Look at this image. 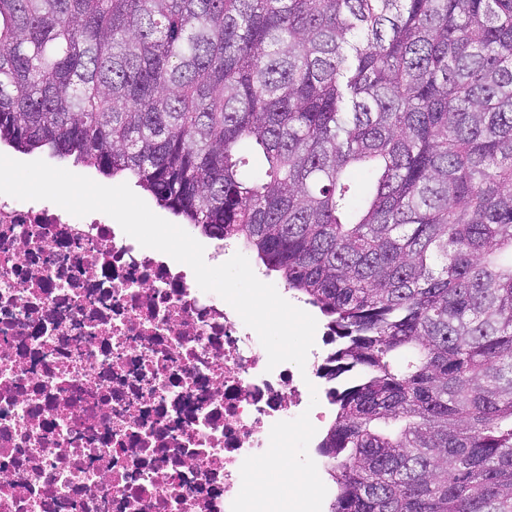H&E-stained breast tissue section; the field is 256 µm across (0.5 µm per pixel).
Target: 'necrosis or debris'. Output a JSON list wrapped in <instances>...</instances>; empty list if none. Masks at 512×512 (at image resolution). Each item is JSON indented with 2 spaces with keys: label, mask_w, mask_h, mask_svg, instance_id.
<instances>
[{
  "label": "necrosis or debris",
  "mask_w": 512,
  "mask_h": 512,
  "mask_svg": "<svg viewBox=\"0 0 512 512\" xmlns=\"http://www.w3.org/2000/svg\"><path fill=\"white\" fill-rule=\"evenodd\" d=\"M102 212L0 197V512H231L297 365Z\"/></svg>",
  "instance_id": "4bbe7bcc"
}]
</instances>
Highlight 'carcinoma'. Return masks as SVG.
I'll return each instance as SVG.
<instances>
[{
  "mask_svg": "<svg viewBox=\"0 0 512 512\" xmlns=\"http://www.w3.org/2000/svg\"><path fill=\"white\" fill-rule=\"evenodd\" d=\"M1 143L319 310L329 512H512V0H0ZM12 158L15 160H18V161H23V162H30V161L42 159L52 166L66 168L73 173H76L79 175H84L89 178L90 177L94 178L98 183H100L102 185L103 184H112V186H114V185L121 184V182H115V181L112 182V180L105 179L102 176L96 174L94 171L86 169L81 165H76L72 162V160L57 161V160L49 159L45 154H37V153L31 154V155L15 153L14 157H12ZM91 174H94L97 178ZM201 244L205 248L204 259H205L206 263L211 265V266H217V265L210 264V256H211V252H212L213 245L215 244V242L212 241V240H209V239H203ZM231 247H232L231 243H227L226 245L224 243H216L215 244V254H216V256L219 257L223 252H224V256L226 254H229V251L231 250ZM232 250H233V253L231 255H229V256L226 255L225 258H224V256H222V262L220 264L228 261L235 253L239 252V253L243 254L244 256H246V258L249 260V263H250V265H251L255 275L258 278H261L263 280V282L273 284L276 287V289L279 292V294L284 299H286L287 301L292 303L293 305L298 303L299 299L294 297L293 292L292 291H288V289L285 288L284 284L278 278H276L275 276H266L265 273L263 272V270L261 268H259L258 266H256V264H255V262H254V260H253V258H252L250 253H247L241 247H238V246H234L232 248Z\"/></svg>",
  "mask_w": 512,
  "mask_h": 512,
  "instance_id": "carcinoma-1",
  "label": "carcinoma"
}]
</instances>
